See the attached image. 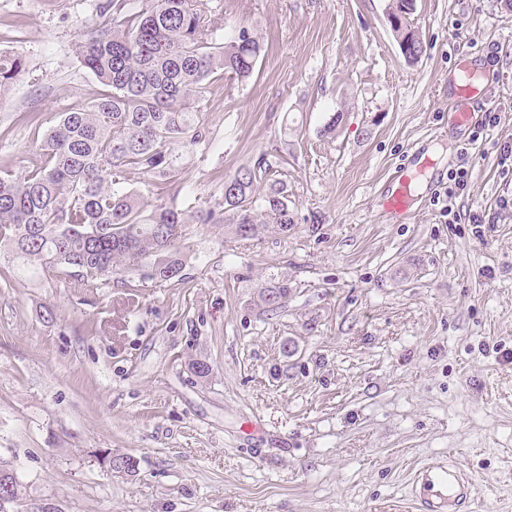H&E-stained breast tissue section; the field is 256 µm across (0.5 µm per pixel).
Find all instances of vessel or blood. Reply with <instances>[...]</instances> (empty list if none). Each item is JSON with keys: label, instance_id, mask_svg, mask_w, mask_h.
I'll return each instance as SVG.
<instances>
[{"label": "vessel or blood", "instance_id": "obj_1", "mask_svg": "<svg viewBox=\"0 0 512 512\" xmlns=\"http://www.w3.org/2000/svg\"><path fill=\"white\" fill-rule=\"evenodd\" d=\"M455 105L450 114L453 125L471 127L480 118L470 107L476 98L486 97L489 92L490 74L486 69L474 66L467 53L457 56L452 69ZM413 175L399 173L390 193L383 200L384 210L396 218L406 217L412 205ZM414 483L421 492L416 496L415 512H436L430 491L447 493L448 512H471L470 482L465 473L451 462L425 463L415 474Z\"/></svg>", "mask_w": 512, "mask_h": 512}]
</instances>
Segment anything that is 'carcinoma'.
I'll return each mask as SVG.
<instances>
[{
    "label": "carcinoma",
    "mask_w": 512,
    "mask_h": 512,
    "mask_svg": "<svg viewBox=\"0 0 512 512\" xmlns=\"http://www.w3.org/2000/svg\"><path fill=\"white\" fill-rule=\"evenodd\" d=\"M204 0H110L112 22L77 43L80 63L109 91L90 106L64 112L44 135L38 159L21 177L0 173V247L34 274L77 273L107 281L120 266L151 262L160 281L182 268L177 241L182 225L216 220L212 209L171 202L145 204L125 186L137 167L160 184L177 173L179 150L198 142V116L189 102L202 97L213 75L246 80L263 46L247 27L230 42L205 28ZM24 69L18 56L0 54V99ZM271 164L224 181L221 207L236 214V231L253 236L262 224L286 231L294 223L284 187L272 182ZM288 286L262 291L274 309Z\"/></svg>",
    "instance_id": "1"
}]
</instances>
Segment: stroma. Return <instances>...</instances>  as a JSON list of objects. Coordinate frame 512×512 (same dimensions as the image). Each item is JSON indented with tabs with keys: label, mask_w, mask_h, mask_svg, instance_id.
I'll return each mask as SVG.
<instances>
[{
	"label": "stroma",
	"mask_w": 512,
	"mask_h": 512,
	"mask_svg": "<svg viewBox=\"0 0 512 512\" xmlns=\"http://www.w3.org/2000/svg\"><path fill=\"white\" fill-rule=\"evenodd\" d=\"M98 2L0 0V53L25 61L0 102V172L24 174L59 113L101 93L76 54ZM388 4L208 0L218 38L246 26L264 51L194 103L203 138L160 197L213 206L266 159L288 230L185 225L169 281L144 264L104 285L30 277L0 252V466L18 512H408L411 471L448 455L480 512H512V0H416L414 63ZM463 47L498 53L471 104L495 127L449 126ZM419 154L435 166L392 223L390 176ZM279 283L273 311L259 293ZM106 453L134 471L108 473Z\"/></svg>",
	"instance_id": "1"
}]
</instances>
